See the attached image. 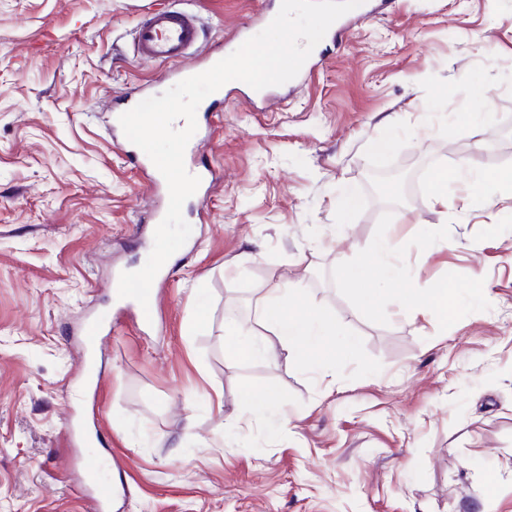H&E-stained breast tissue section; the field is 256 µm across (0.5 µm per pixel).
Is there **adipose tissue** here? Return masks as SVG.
Segmentation results:
<instances>
[{"instance_id": "adipose-tissue-1", "label": "adipose tissue", "mask_w": 512, "mask_h": 512, "mask_svg": "<svg viewBox=\"0 0 512 512\" xmlns=\"http://www.w3.org/2000/svg\"><path fill=\"white\" fill-rule=\"evenodd\" d=\"M371 250L374 262L351 265L346 270L348 282L355 288V299L365 309L377 308L381 300V287L395 289L399 292V308L407 310L417 303L436 313L440 318H447L453 312L454 304L448 293L447 284L432 288L426 299H419L414 288L399 285L396 266L390 261L393 250L390 239L375 241ZM333 320L327 313L314 312L299 316L288 311L280 299H264L262 304V325L264 334H256L242 324L232 322L224 327V344L229 362L243 359L277 358L287 356L299 359L319 372L335 369L338 358L351 351L352 342L337 346L335 358L328 359L319 354L318 349L329 336ZM279 401V389L268 385L262 391L243 390L235 410L224 417L225 427L240 429L243 422L266 416Z\"/></svg>"}]
</instances>
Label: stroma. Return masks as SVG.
Returning a JSON list of instances; mask_svg holds the SVG:
<instances>
[{
    "instance_id": "1",
    "label": "stroma",
    "mask_w": 512,
    "mask_h": 512,
    "mask_svg": "<svg viewBox=\"0 0 512 512\" xmlns=\"http://www.w3.org/2000/svg\"><path fill=\"white\" fill-rule=\"evenodd\" d=\"M281 0H188L201 44L263 30ZM171 0H0V512H89L68 461V419L89 386L74 329L116 308L104 285L141 269L151 196L113 141L103 105L170 88L132 48L148 8ZM341 40L281 102L248 84L211 101L200 158L219 176L208 214L173 255L155 327L130 315L95 355L82 448L120 487L112 512H512V207L478 174L512 171V0H394ZM486 87V99L471 92ZM489 114L482 137L466 123ZM387 151L370 147L384 121ZM454 172L448 213L430 177ZM357 206L346 211V198ZM386 237L421 291L448 283L455 312L361 308L345 268ZM293 283L353 339L335 375L306 363L229 362L224 324H258ZM208 318L194 320L197 305ZM280 388L282 408L245 431L222 425L243 389Z\"/></svg>"
}]
</instances>
